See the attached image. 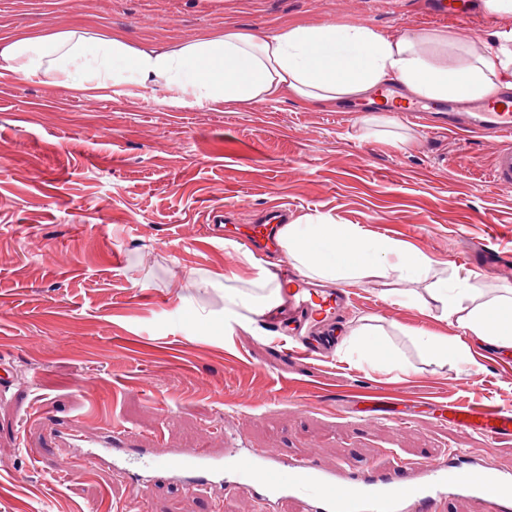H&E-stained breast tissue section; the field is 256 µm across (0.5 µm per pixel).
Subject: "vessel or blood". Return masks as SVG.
I'll return each mask as SVG.
<instances>
[{
  "label": "vessel or blood",
  "instance_id": "b4317fda",
  "mask_svg": "<svg viewBox=\"0 0 512 512\" xmlns=\"http://www.w3.org/2000/svg\"><path fill=\"white\" fill-rule=\"evenodd\" d=\"M426 14L435 20L472 19L480 11L479 0H425ZM381 106L398 112L404 120L429 123L442 132H465L493 141L491 180L512 188V89L496 98L477 103L470 111L456 105H436L426 112L402 101L398 88L383 85L378 94ZM288 211L268 207L256 224H237L229 239L254 252L278 249V233ZM352 297L342 287L320 288L293 280L288 292L291 321L284 352L312 357L331 347L335 338L327 320L339 316ZM448 420L462 432L476 431L497 442L512 436V411L494 405L456 401L448 405ZM126 430L97 427L88 432L78 425L67 433L70 446L92 449L94 456L125 464L147 476V485L209 479L266 500L283 497L307 503L312 512H438L443 500L460 496L471 500L478 512H512V469L491 470L476 462H426L418 467L372 475L348 466L332 470L321 465L317 455L291 458L276 448H228L213 454L206 448H181L170 453L132 450Z\"/></svg>",
  "mask_w": 512,
  "mask_h": 512
}]
</instances>
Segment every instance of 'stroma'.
Returning a JSON list of instances; mask_svg holds the SVG:
<instances>
[{
  "mask_svg": "<svg viewBox=\"0 0 512 512\" xmlns=\"http://www.w3.org/2000/svg\"><path fill=\"white\" fill-rule=\"evenodd\" d=\"M422 9L421 0H0V39L80 30L171 46L296 22L393 34L421 27ZM492 158L475 136L399 118L369 136L358 117L288 97L176 109L134 87L90 101L49 79L0 77V359L13 369L0 394V512H301L204 482L140 495L139 478L52 443L51 428L83 420L127 429L142 447L315 448L326 466L367 471L474 449L485 466L512 469V439L462 434L440 416L451 400L512 408V353L472 341L473 369L432 362L403 329L454 328L359 284L343 323L383 328L401 366L342 351L282 355L272 324L225 332L222 285L249 271L238 247L206 233L214 209L249 224L278 203L293 222L328 215L410 245L475 290L510 287L500 260L512 253V189L491 181ZM193 273L203 284L182 287ZM364 389L421 402L410 423L367 424Z\"/></svg>",
  "mask_w": 512,
  "mask_h": 512,
  "instance_id": "35a3bbf8",
  "label": "stroma"
}]
</instances>
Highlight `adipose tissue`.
I'll list each match as a JSON object with an SVG mask.
<instances>
[{"label":"adipose tissue","mask_w":512,"mask_h":512,"mask_svg":"<svg viewBox=\"0 0 512 512\" xmlns=\"http://www.w3.org/2000/svg\"><path fill=\"white\" fill-rule=\"evenodd\" d=\"M0 76H50L88 99L135 86L160 94L171 107L250 106L286 96L334 107L373 95L389 82L426 100L473 103L512 87V30L495 32L488 43L444 29L384 34L363 23H295L261 38L227 30L173 48L136 47L118 34H21L0 42ZM281 246L300 276L334 284L384 283L385 296L405 297L466 335L512 350L511 288L474 291L449 279L447 269L420 251L330 217L285 225ZM241 262L250 278L224 287V329L230 333L251 330L255 319L283 302L276 273L248 253ZM392 278L423 284L424 292L414 296L387 287ZM341 348L369 363L396 357L382 331L363 324L347 326Z\"/></svg>","instance_id":"adipose-tissue-1"}]
</instances>
